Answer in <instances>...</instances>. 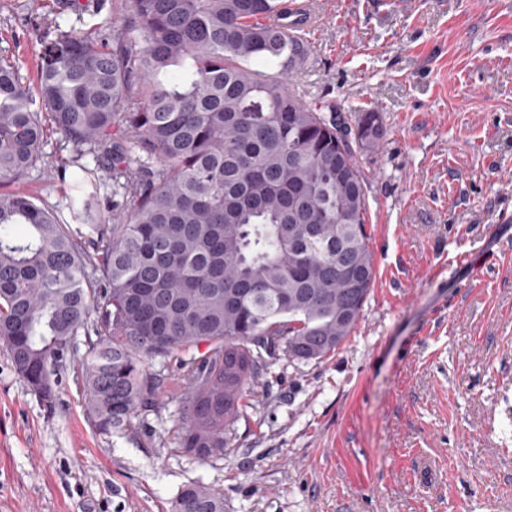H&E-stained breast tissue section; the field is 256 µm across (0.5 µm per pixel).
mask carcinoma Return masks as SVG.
Masks as SVG:
<instances>
[{
  "mask_svg": "<svg viewBox=\"0 0 512 512\" xmlns=\"http://www.w3.org/2000/svg\"><path fill=\"white\" fill-rule=\"evenodd\" d=\"M286 8L133 0L110 37L34 24V93L0 57V340L51 402L84 334L86 406L104 433L135 428L173 364V452L220 458L272 362H322L358 326L376 276L359 155L381 137L380 116L352 127L288 92L305 40L264 23ZM255 62L277 73L260 78ZM49 126L76 151L61 163L74 226L1 190L46 161ZM171 512H224V494L189 485Z\"/></svg>",
  "mask_w": 512,
  "mask_h": 512,
  "instance_id": "1",
  "label": "carcinoma"
}]
</instances>
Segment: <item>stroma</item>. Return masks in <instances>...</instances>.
<instances>
[{
    "label": "stroma",
    "instance_id": "35a3bbf8",
    "mask_svg": "<svg viewBox=\"0 0 512 512\" xmlns=\"http://www.w3.org/2000/svg\"><path fill=\"white\" fill-rule=\"evenodd\" d=\"M0 0V56L35 84L28 22L120 29L128 5ZM313 54L291 81L348 121L378 112L363 153L376 281L360 322L317 363L274 361L223 459L170 450L177 391L132 433L86 414L77 358L42 402L0 341V512H170L187 485L224 512H512V0H315ZM18 191L67 212L52 163ZM475 269L449 276L455 250Z\"/></svg>",
    "mask_w": 512,
    "mask_h": 512
}]
</instances>
